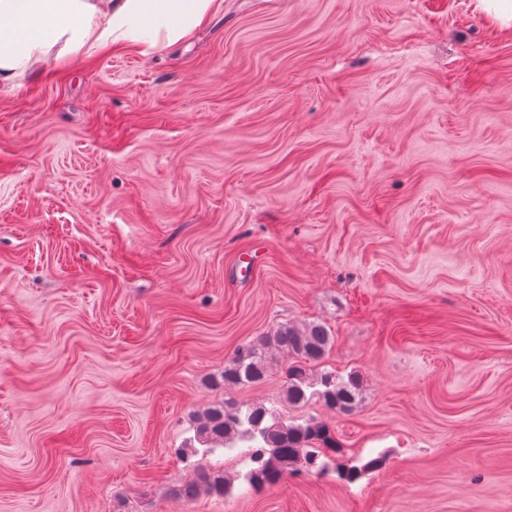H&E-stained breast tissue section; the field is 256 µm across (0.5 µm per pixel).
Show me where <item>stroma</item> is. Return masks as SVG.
<instances>
[{"mask_svg":"<svg viewBox=\"0 0 512 512\" xmlns=\"http://www.w3.org/2000/svg\"><path fill=\"white\" fill-rule=\"evenodd\" d=\"M325 325L355 483L168 495L236 348ZM512 512V29L473 0H221L0 90V512Z\"/></svg>","mask_w":512,"mask_h":512,"instance_id":"obj_1","label":"stroma"}]
</instances>
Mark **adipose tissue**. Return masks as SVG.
I'll return each instance as SVG.
<instances>
[{
  "mask_svg": "<svg viewBox=\"0 0 512 512\" xmlns=\"http://www.w3.org/2000/svg\"><path fill=\"white\" fill-rule=\"evenodd\" d=\"M216 0H0V88L37 70L61 47H128L148 53L186 37Z\"/></svg>",
  "mask_w": 512,
  "mask_h": 512,
  "instance_id": "adipose-tissue-1",
  "label": "adipose tissue"
}]
</instances>
